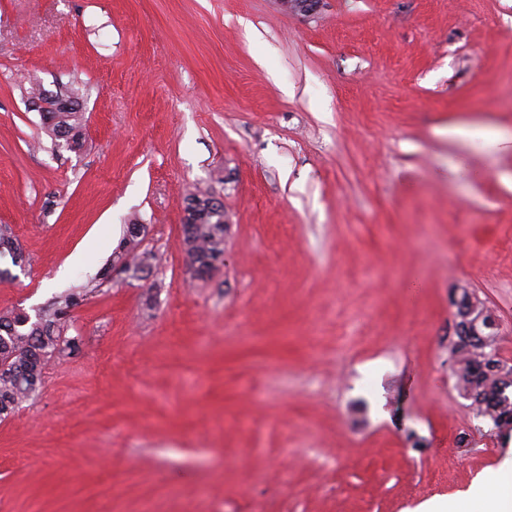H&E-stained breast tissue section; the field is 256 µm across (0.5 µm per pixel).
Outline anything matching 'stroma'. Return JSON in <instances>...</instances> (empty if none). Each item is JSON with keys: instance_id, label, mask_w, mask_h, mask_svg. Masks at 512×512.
I'll return each instance as SVG.
<instances>
[{"instance_id": "obj_1", "label": "stroma", "mask_w": 512, "mask_h": 512, "mask_svg": "<svg viewBox=\"0 0 512 512\" xmlns=\"http://www.w3.org/2000/svg\"><path fill=\"white\" fill-rule=\"evenodd\" d=\"M78 89L81 145L32 92ZM466 140L447 137L448 128ZM512 0H0V313L113 270L0 420V512H414L492 474L460 289L512 364ZM469 175L448 174L449 161ZM224 204L195 277L187 198ZM137 224H128L126 233L124 234L120 244L116 248L118 253L121 254V251L124 252L125 257L130 258L131 261L134 262V266L140 271L144 272L145 270H149L151 264L148 262L149 258L143 256V258H138L135 253V250L139 244L138 236L135 234V229L137 228Z\"/></svg>"}]
</instances>
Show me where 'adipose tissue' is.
Instances as JSON below:
<instances>
[{"label":"adipose tissue","instance_id":"ef3b65f1","mask_svg":"<svg viewBox=\"0 0 512 512\" xmlns=\"http://www.w3.org/2000/svg\"><path fill=\"white\" fill-rule=\"evenodd\" d=\"M423 512H512V458L499 465L497 478H477L457 499L432 502Z\"/></svg>","mask_w":512,"mask_h":512}]
</instances>
